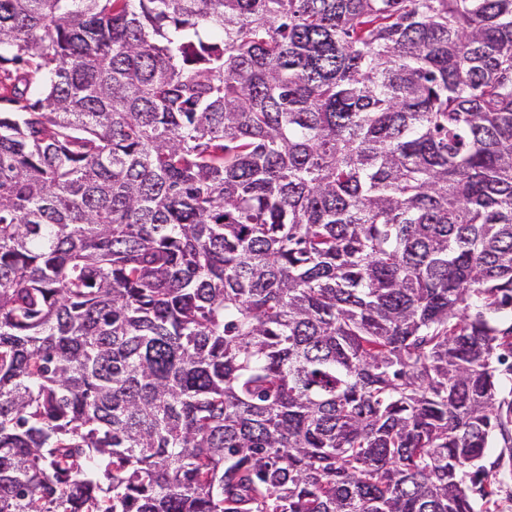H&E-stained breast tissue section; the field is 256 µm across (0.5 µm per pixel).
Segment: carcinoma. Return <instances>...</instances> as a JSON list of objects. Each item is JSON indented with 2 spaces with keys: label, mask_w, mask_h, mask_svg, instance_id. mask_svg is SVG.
<instances>
[{
  "label": "carcinoma",
  "mask_w": 512,
  "mask_h": 512,
  "mask_svg": "<svg viewBox=\"0 0 512 512\" xmlns=\"http://www.w3.org/2000/svg\"><path fill=\"white\" fill-rule=\"evenodd\" d=\"M0 512H494L512 0H0Z\"/></svg>",
  "instance_id": "cac0c4a2"
}]
</instances>
